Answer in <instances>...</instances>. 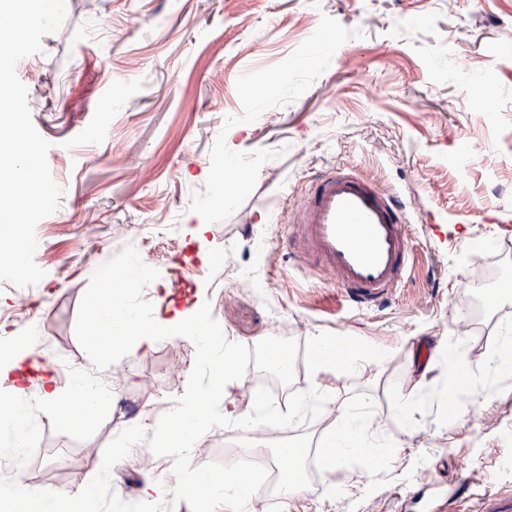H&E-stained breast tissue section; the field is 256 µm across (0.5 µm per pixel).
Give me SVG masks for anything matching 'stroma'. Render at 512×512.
Segmentation results:
<instances>
[{
    "mask_svg": "<svg viewBox=\"0 0 512 512\" xmlns=\"http://www.w3.org/2000/svg\"><path fill=\"white\" fill-rule=\"evenodd\" d=\"M66 10L42 52L16 66L64 194L36 226L33 259L44 277L26 294L0 280V346L36 327L63 389L73 369L116 363L126 375L84 427L32 410L30 469L15 476L31 497L73 493L103 470L110 480L88 512H119L136 492L127 422L169 411L186 381L209 378L191 336L162 327L176 312H207L246 383L269 374V353L286 356L293 373L273 385L285 413L314 382L327 401L390 417L411 361L438 392L446 365L435 351L465 316L461 284L472 268L504 276L469 355L479 361L497 346L512 325V243L497 239L499 223L512 222V0H68ZM475 89L498 102L482 122L467 108ZM230 143L236 194L226 206L210 191ZM348 158L394 185L423 225L400 292L361 314L288 247L286 194ZM198 224L209 227L200 243ZM483 236L495 246L471 255ZM144 254L155 272L131 298L157 339L133 358L96 353L89 303L105 278L135 269ZM318 336H352L384 358L355 373L318 370ZM172 345L187 359L176 381L167 373ZM484 391L493 405L468 408L444 436L437 410L419 408L411 436L384 448L375 475L359 480V459L343 463L338 496L302 469L306 493L281 512H390L394 494L419 476L452 477L512 448V374L486 373ZM50 448L81 461L77 480L47 464ZM185 469L171 457L156 471L176 512H226L222 501L182 495Z\"/></svg>",
    "mask_w": 512,
    "mask_h": 512,
    "instance_id": "35a3bbf8",
    "label": "stroma"
}]
</instances>
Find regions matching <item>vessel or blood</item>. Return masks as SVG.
<instances>
[{
  "label": "vessel or blood",
  "mask_w": 512,
  "mask_h": 512,
  "mask_svg": "<svg viewBox=\"0 0 512 512\" xmlns=\"http://www.w3.org/2000/svg\"><path fill=\"white\" fill-rule=\"evenodd\" d=\"M288 241L359 312L384 308L399 291L413 256L410 209L383 182L342 162L314 177L294 202ZM482 465L453 479L427 477L398 497L396 512H512V481L483 484Z\"/></svg>",
  "instance_id": "1"
}]
</instances>
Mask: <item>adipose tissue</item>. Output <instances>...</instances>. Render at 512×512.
<instances>
[{
    "label": "adipose tissue",
    "instance_id": "adipose-tissue-1",
    "mask_svg": "<svg viewBox=\"0 0 512 512\" xmlns=\"http://www.w3.org/2000/svg\"><path fill=\"white\" fill-rule=\"evenodd\" d=\"M89 310L87 340L93 348L108 352L112 347L124 344L135 354L152 347L155 338L151 333L138 334L134 331L139 314L130 305L122 280L104 284L100 296L92 300ZM316 342V367L336 366L354 373L361 370L366 362L365 357L346 353L348 337L320 336ZM29 364L35 365L41 372L37 403L52 411L57 419L79 426L90 421L101 407L103 393L94 378L79 376L75 385L68 390H60L48 364L40 361L32 345L26 341L16 343L7 354L0 356V388L5 391L4 396L0 397L1 448L16 449L22 445L23 420L29 408L23 399L26 391L23 368ZM242 385V378L230 369L225 370L222 382L205 387L188 385L178 407L153 417L151 428L156 441L167 447L169 454L193 465L199 455L203 435L223 428L225 422H233L242 434L249 436L255 447L261 443L258 433L262 425L287 428V418L270 404L256 406L251 414H237L221 408L220 400ZM424 386L423 374H409L396 390L394 413L387 422L352 412L343 403L329 407L327 431L332 445L326 457L329 471L333 473L355 454H378L389 437V423H396L402 435H411L409 412L419 400ZM186 486L200 496L223 498L231 512H252V492L242 479L235 478L217 485L210 481L203 470L193 465Z\"/></svg>",
    "mask_w": 512,
    "mask_h": 512
}]
</instances>
